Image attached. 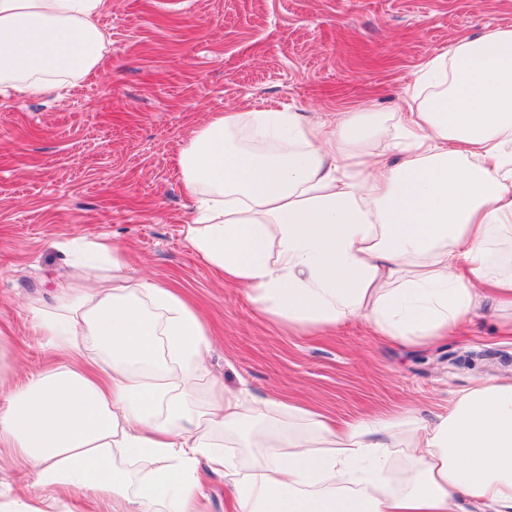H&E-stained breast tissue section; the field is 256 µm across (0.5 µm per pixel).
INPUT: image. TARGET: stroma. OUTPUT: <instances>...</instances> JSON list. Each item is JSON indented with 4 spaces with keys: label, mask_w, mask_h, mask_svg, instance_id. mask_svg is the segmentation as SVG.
Masks as SVG:
<instances>
[{
    "label": "stroma",
    "mask_w": 512,
    "mask_h": 512,
    "mask_svg": "<svg viewBox=\"0 0 512 512\" xmlns=\"http://www.w3.org/2000/svg\"><path fill=\"white\" fill-rule=\"evenodd\" d=\"M98 76L0 94V336L13 384L46 360L29 307L79 281L75 241L121 242L135 275L205 316L210 374L256 400L293 399L340 421L443 411L476 382L512 376V342L481 316L430 347L353 321L304 331L258 314L184 238L177 157L211 115L394 112L419 68L461 38L512 27V0H111Z\"/></svg>",
    "instance_id": "stroma-1"
}]
</instances>
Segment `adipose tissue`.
<instances>
[{
	"instance_id": "1",
	"label": "adipose tissue",
	"mask_w": 512,
	"mask_h": 512,
	"mask_svg": "<svg viewBox=\"0 0 512 512\" xmlns=\"http://www.w3.org/2000/svg\"><path fill=\"white\" fill-rule=\"evenodd\" d=\"M109 0H0V84L38 94L97 75ZM191 248L261 313L298 328L368 322L428 345L482 309L512 335V29L453 42L421 68L398 111L224 112L183 146ZM93 284L35 309L58 362L26 384L0 368V443L40 497L0 512H204L202 472L224 512H512V377L447 412L337 424L293 402L208 381L201 315L130 275L124 252ZM255 449L249 469L227 457Z\"/></svg>"
}]
</instances>
